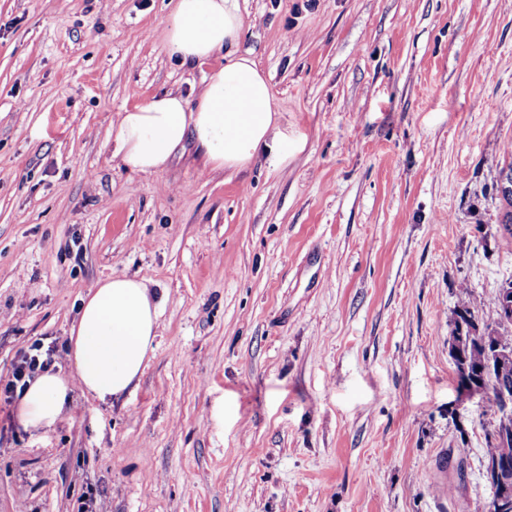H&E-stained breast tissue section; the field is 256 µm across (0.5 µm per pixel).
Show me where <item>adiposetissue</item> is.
<instances>
[{"instance_id": "obj_1", "label": "adipose tissue", "mask_w": 512, "mask_h": 512, "mask_svg": "<svg viewBox=\"0 0 512 512\" xmlns=\"http://www.w3.org/2000/svg\"><path fill=\"white\" fill-rule=\"evenodd\" d=\"M164 29L166 51L202 65L216 54L224 64L187 99L176 93L124 109L109 135L123 167L135 173L163 172L186 142H193L201 170L238 172L260 156L274 166L288 160V130L280 122L269 82L251 58L235 53L244 20L234 0H172ZM159 303L141 279L99 281L83 300L70 332L69 354L83 392L103 403L128 395L144 371L158 335ZM59 375L37 376L22 395L16 416L37 431L61 421L72 400Z\"/></svg>"}]
</instances>
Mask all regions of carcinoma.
Masks as SVG:
<instances>
[{
    "label": "carcinoma",
    "mask_w": 512,
    "mask_h": 512,
    "mask_svg": "<svg viewBox=\"0 0 512 512\" xmlns=\"http://www.w3.org/2000/svg\"><path fill=\"white\" fill-rule=\"evenodd\" d=\"M460 300L455 310V326H464L466 328L474 326V321L478 320V312L486 307L497 308L498 298L494 297L487 300H475L471 297L469 285L462 282L459 284ZM483 343L472 342V344L463 351L453 355L456 374L459 384H473L475 386L490 385L497 380L504 378L512 383V366L499 371L493 369L488 372L485 370L488 360L486 349L496 344H505L512 346V315H497L494 325H486L481 330ZM505 433L511 437L508 442H503L498 435ZM512 456V417L500 416L492 425L491 431L487 437V448L485 458H494L503 454Z\"/></svg>",
    "instance_id": "obj_1"
}]
</instances>
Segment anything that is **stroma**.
Returning <instances> with one entry per match:
<instances>
[{
	"mask_svg": "<svg viewBox=\"0 0 512 512\" xmlns=\"http://www.w3.org/2000/svg\"><path fill=\"white\" fill-rule=\"evenodd\" d=\"M288 162L120 165L127 107L222 63L169 56L170 0H0V387L100 280H149L133 391L0 401V512H472L482 395L450 355L459 285L512 279V0H237Z\"/></svg>",
	"mask_w": 512,
	"mask_h": 512,
	"instance_id": "35a3bbf8",
	"label": "stroma"
}]
</instances>
